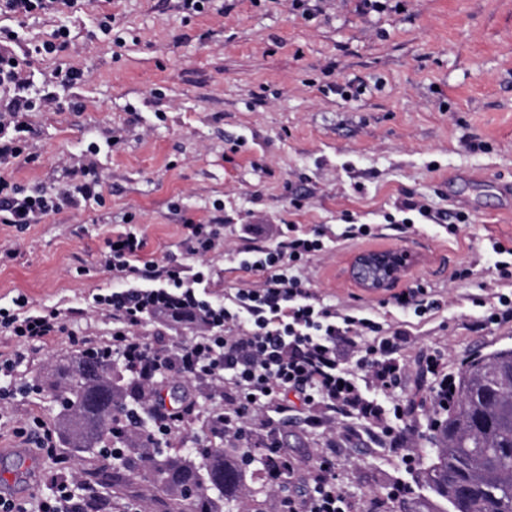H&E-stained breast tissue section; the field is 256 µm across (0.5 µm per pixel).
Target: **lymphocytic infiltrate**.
<instances>
[{
    "label": "lymphocytic infiltrate",
    "instance_id": "lymphocytic-infiltrate-1",
    "mask_svg": "<svg viewBox=\"0 0 512 512\" xmlns=\"http://www.w3.org/2000/svg\"><path fill=\"white\" fill-rule=\"evenodd\" d=\"M79 2L0 0V16L14 21L0 28V223L20 230L61 209L78 210L104 200L101 147L94 142L71 181L52 194L25 190L5 170L17 158L37 159L28 149V114L56 109L57 87L71 88L84 78L81 68L64 60L71 35L58 28L48 39L33 41L22 25L42 16L74 14ZM38 58L56 61L58 84L35 93L30 66ZM184 244L199 259L195 267L143 261L146 241L130 231L106 238L97 260L115 284L112 292L92 297L96 311L111 320L112 335L86 347L120 358L133 380L144 385L143 400L154 416L157 438L192 436L205 428L234 441L242 455L267 460L265 472L271 479L305 480L306 493L280 503L279 512H353L333 469L304 475L302 460L279 446L273 422L286 412L284 400L291 395L307 409H324V417H309L310 430L327 418L360 427L400 451L406 468H414L416 458L403 446L408 409L394 398L404 378L396 356L406 332L399 326L383 327L368 305L325 303L295 275V267L323 250L319 235L296 231L290 224L274 248L230 253L240 269L262 271L266 277L262 287L239 288L221 300L209 295L213 267L207 256L219 244L215 225L187 223ZM173 306L192 317L195 332L186 342L156 346L143 322L167 318ZM71 320L70 310L34 309L20 297L13 308L0 307V333L22 343L9 357H0V375L14 380L12 387L0 389L1 403L14 391L29 388L14 377L26 358V345L62 335ZM171 374L208 384L213 402L203 409L192 401L166 406L153 384ZM256 418L268 426L260 447L253 446L248 427ZM48 481L53 492L40 500L37 510L0 495V512H141L139 506L94 493L76 477L56 472Z\"/></svg>",
    "mask_w": 512,
    "mask_h": 512
}]
</instances>
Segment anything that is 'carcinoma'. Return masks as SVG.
Returning <instances> with one entry per match:
<instances>
[{
  "label": "carcinoma",
  "instance_id": "cac0c4a2",
  "mask_svg": "<svg viewBox=\"0 0 512 512\" xmlns=\"http://www.w3.org/2000/svg\"><path fill=\"white\" fill-rule=\"evenodd\" d=\"M45 383L56 393L59 433L85 453L89 486L112 487L120 497L133 478L147 483L156 512H233L247 462L232 448L192 451L152 441V416L140 427L117 431L140 408L141 386L112 358L82 350L54 365ZM433 456L420 479L438 502L459 500L464 512H512V350L464 365L453 403L434 410Z\"/></svg>",
  "mask_w": 512,
  "mask_h": 512
}]
</instances>
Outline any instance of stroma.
<instances>
[{"label":"stroma","instance_id":"obj_1","mask_svg":"<svg viewBox=\"0 0 512 512\" xmlns=\"http://www.w3.org/2000/svg\"><path fill=\"white\" fill-rule=\"evenodd\" d=\"M103 7L123 47L93 39L91 19ZM70 26V61L85 80L62 92L58 110L31 114L38 159L16 161L11 172L29 190L61 187L89 142L116 136L101 158L105 203L62 210L24 231L0 223V242L17 252L0 263V305L21 295L34 308H79L74 330L103 336L111 325L92 296L111 291L112 277L76 269L94 266L114 233H142L144 259L191 267L198 260L182 245L186 221L223 213L221 250L210 256L217 299L265 279L225 253L275 246L283 224L323 232L324 250L297 273L325 303L357 298L382 324L405 326L406 370L395 398L409 409L407 445L428 464L436 382L420 371V355L440 352L455 377L473 359L512 349V325L472 328L480 313L472 299L495 278L486 243L512 246V195L500 191L512 184V0H387L367 14L358 0H323L312 17L292 0H212L201 14L182 12L176 0H94ZM349 81L367 92L341 98L335 88ZM407 199L465 213L468 222L454 236L429 222L340 240L344 224L382 223ZM386 249L414 259L392 292L425 280L445 301L439 312L417 318L349 278L357 253ZM461 266L473 269L471 280H452ZM79 348L66 335L38 344L18 369L31 390L15 395L0 418V477L28 484L32 502L47 495L48 473L82 471L67 445L48 457L15 433L36 418L56 427L58 408L42 382ZM307 414L292 404L280 440L314 469L317 449L336 444L328 463L358 512H409L410 502L428 497L419 470L405 469L396 453L340 423L310 434ZM399 482L411 494L390 497Z\"/></svg>","mask_w":512,"mask_h":512}]
</instances>
